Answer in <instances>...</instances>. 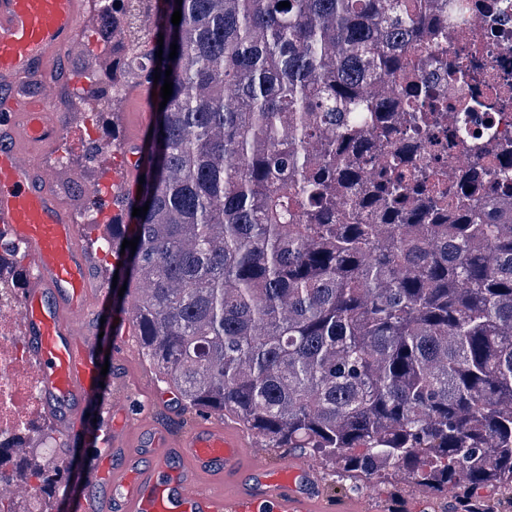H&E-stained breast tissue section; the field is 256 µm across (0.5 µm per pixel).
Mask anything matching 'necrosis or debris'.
Masks as SVG:
<instances>
[{
    "instance_id": "necrosis-or-debris-1",
    "label": "necrosis or debris",
    "mask_w": 512,
    "mask_h": 512,
    "mask_svg": "<svg viewBox=\"0 0 512 512\" xmlns=\"http://www.w3.org/2000/svg\"><path fill=\"white\" fill-rule=\"evenodd\" d=\"M464 12L465 28L483 36V49L474 52L459 32L437 31L425 44L415 48L411 59L428 57L430 65L424 77L434 80L448 98V120L456 122L462 102L475 101L467 130L470 137L480 138L497 132L512 138V112L502 113L493 105L488 80L512 81V8L499 16L484 12L479 0H458ZM464 65L484 73L485 81L463 83L453 75L455 66ZM21 320L15 302L0 300V471H12L22 465L26 443L40 429L42 417L37 396L38 373L27 359L20 334Z\"/></svg>"
}]
</instances>
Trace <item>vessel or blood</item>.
I'll return each instance as SVG.
<instances>
[{
	"label": "vessel or blood",
	"instance_id": "b4317fda",
	"mask_svg": "<svg viewBox=\"0 0 512 512\" xmlns=\"http://www.w3.org/2000/svg\"><path fill=\"white\" fill-rule=\"evenodd\" d=\"M89 0H0V227L30 271L22 318L48 408L64 431L90 427L83 407L98 396V339L89 315L106 299L89 276L71 211L38 162L54 149L55 71L85 21ZM128 382L110 392L112 422L96 480L107 492L80 495V512H324L321 478L302 460L269 468L256 439L205 413L175 424L161 396L131 410ZM121 458L122 467L112 465Z\"/></svg>",
	"mask_w": 512,
	"mask_h": 512
}]
</instances>
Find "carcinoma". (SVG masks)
Wrapping results in <instances>:
<instances>
[{
    "label": "carcinoma",
    "mask_w": 512,
    "mask_h": 512,
    "mask_svg": "<svg viewBox=\"0 0 512 512\" xmlns=\"http://www.w3.org/2000/svg\"><path fill=\"white\" fill-rule=\"evenodd\" d=\"M280 2L104 0L81 34L112 56L73 88L88 118L132 87L156 108L148 148L86 147L145 165L141 195L99 185L81 213L112 225L94 245L113 299L134 296L146 357L196 410L353 491L402 474L430 510L458 489L452 512H512V146L466 135L465 103L450 136L472 191L410 173L443 116L389 87L414 84L406 53L448 27V0ZM493 92L512 108L511 85ZM49 438L0 482H61L70 448L48 456Z\"/></svg>",
    "instance_id": "1"
}]
</instances>
